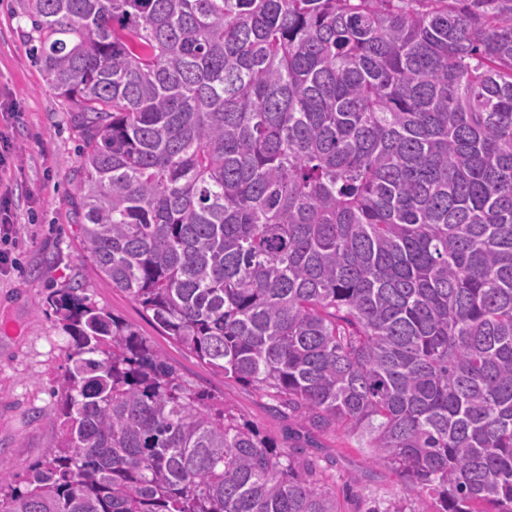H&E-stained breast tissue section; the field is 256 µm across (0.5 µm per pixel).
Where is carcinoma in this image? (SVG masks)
Wrapping results in <instances>:
<instances>
[{
  "mask_svg": "<svg viewBox=\"0 0 512 512\" xmlns=\"http://www.w3.org/2000/svg\"><path fill=\"white\" fill-rule=\"evenodd\" d=\"M84 124L78 234L224 378L436 512H512V0H25ZM0 512H338L84 289Z\"/></svg>",
  "mask_w": 512,
  "mask_h": 512,
  "instance_id": "carcinoma-1",
  "label": "carcinoma"
}]
</instances>
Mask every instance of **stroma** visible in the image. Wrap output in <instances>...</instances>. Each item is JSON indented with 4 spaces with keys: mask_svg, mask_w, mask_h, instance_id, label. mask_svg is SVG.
Instances as JSON below:
<instances>
[{
    "mask_svg": "<svg viewBox=\"0 0 512 512\" xmlns=\"http://www.w3.org/2000/svg\"><path fill=\"white\" fill-rule=\"evenodd\" d=\"M30 29L23 0H0V130L9 135L10 156L0 181L12 187L14 221L12 236H0V251L12 259L0 266V471L24 473L58 440L51 386L68 365V337L40 303L48 289L78 282L92 302L161 349L196 389L233 407L274 442L303 445L335 490L341 512H365L375 502L403 497L399 478L363 452L358 439L308 433L253 388L224 379L97 271L78 239L82 129L31 56Z\"/></svg>",
    "mask_w": 512,
    "mask_h": 512,
    "instance_id": "stroma-1",
    "label": "stroma"
}]
</instances>
